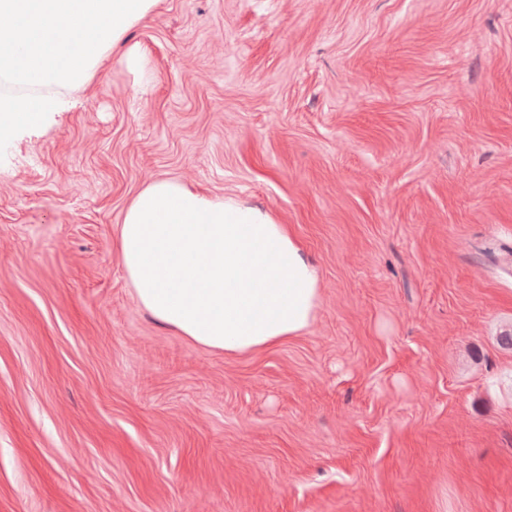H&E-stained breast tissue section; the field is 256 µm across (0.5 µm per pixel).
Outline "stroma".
Returning a JSON list of instances; mask_svg holds the SVG:
<instances>
[{"label": "stroma", "instance_id": "stroma-1", "mask_svg": "<svg viewBox=\"0 0 512 512\" xmlns=\"http://www.w3.org/2000/svg\"><path fill=\"white\" fill-rule=\"evenodd\" d=\"M0 141V512H512V0H159ZM270 210L320 274L243 355L142 309L154 179Z\"/></svg>", "mask_w": 512, "mask_h": 512}]
</instances>
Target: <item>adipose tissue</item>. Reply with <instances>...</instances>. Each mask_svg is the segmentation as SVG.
<instances>
[{"label": "adipose tissue", "instance_id": "adipose-tissue-1", "mask_svg": "<svg viewBox=\"0 0 512 512\" xmlns=\"http://www.w3.org/2000/svg\"><path fill=\"white\" fill-rule=\"evenodd\" d=\"M158 0H0V77L30 87L86 85L114 50L130 71L145 51L131 31ZM59 96L0 95V138L61 111ZM138 304L195 345L244 354L302 335L319 275L271 212L161 178L141 189L115 231Z\"/></svg>", "mask_w": 512, "mask_h": 512}]
</instances>
